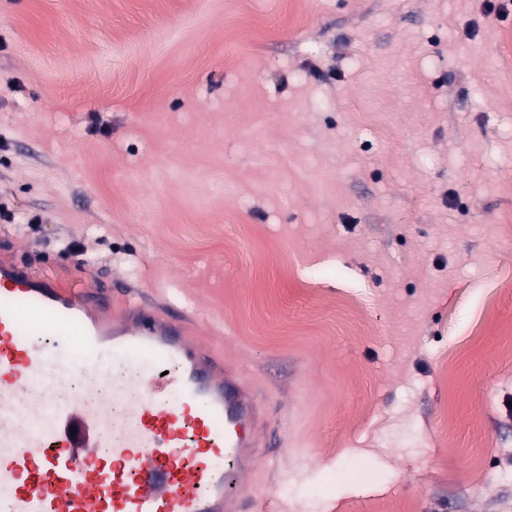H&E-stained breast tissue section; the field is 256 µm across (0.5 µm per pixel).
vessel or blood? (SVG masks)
<instances>
[{
    "label": "vessel or blood",
    "instance_id": "1",
    "mask_svg": "<svg viewBox=\"0 0 512 512\" xmlns=\"http://www.w3.org/2000/svg\"><path fill=\"white\" fill-rule=\"evenodd\" d=\"M0 263V501L7 512H244L266 401L180 316ZM84 356L70 357L72 338ZM123 404L60 402L72 384Z\"/></svg>",
    "mask_w": 512,
    "mask_h": 512
}]
</instances>
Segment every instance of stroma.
Instances as JSON below:
<instances>
[{
    "instance_id": "obj_1",
    "label": "stroma",
    "mask_w": 512,
    "mask_h": 512,
    "mask_svg": "<svg viewBox=\"0 0 512 512\" xmlns=\"http://www.w3.org/2000/svg\"><path fill=\"white\" fill-rule=\"evenodd\" d=\"M2 209L268 394V512H512V0H0Z\"/></svg>"
}]
</instances>
